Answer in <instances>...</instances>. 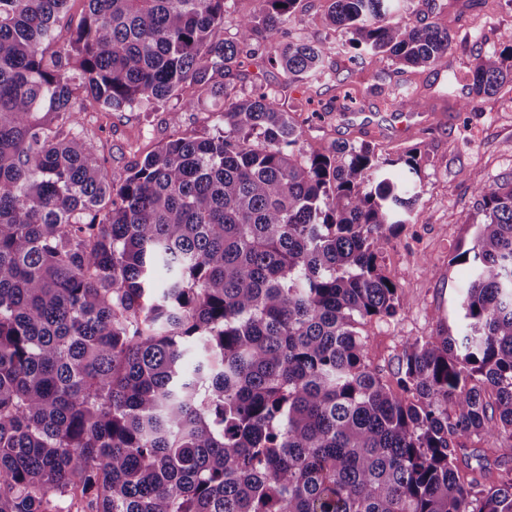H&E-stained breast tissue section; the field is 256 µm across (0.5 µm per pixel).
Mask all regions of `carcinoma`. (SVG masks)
I'll return each mask as SVG.
<instances>
[{
  "label": "carcinoma",
  "mask_w": 512,
  "mask_h": 512,
  "mask_svg": "<svg viewBox=\"0 0 512 512\" xmlns=\"http://www.w3.org/2000/svg\"><path fill=\"white\" fill-rule=\"evenodd\" d=\"M0 0V512H512V184L454 257L457 335L406 342L389 381L365 322L404 301L379 258L412 223L417 150H308L296 113L215 75L254 52L304 92L382 57L368 94L423 107L405 74L441 66L448 28L395 0H326L341 35L290 30L303 0ZM512 95V44L448 71ZM197 96L184 98L185 85ZM224 99V127L163 144L113 183L88 112ZM471 440L479 448L468 446ZM256 5L255 0H227L226 11L224 12V28L218 32V36L227 39L233 37L240 15L252 10Z\"/></svg>",
  "instance_id": "obj_1"
}]
</instances>
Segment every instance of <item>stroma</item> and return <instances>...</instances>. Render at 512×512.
Here are the masks:
<instances>
[{
  "instance_id": "stroma-1",
  "label": "stroma",
  "mask_w": 512,
  "mask_h": 512,
  "mask_svg": "<svg viewBox=\"0 0 512 512\" xmlns=\"http://www.w3.org/2000/svg\"><path fill=\"white\" fill-rule=\"evenodd\" d=\"M435 2L431 18L454 34V53L451 68L418 71L417 81L429 88L419 111H397L368 96L349 118L337 112L332 92L306 102L281 69L251 59L227 82L240 98L260 84L282 91L285 109L303 120L304 139L313 149L359 138L394 156L418 150L421 194L414 221L390 239L380 258L405 306L395 320L374 319L363 328L371 362L387 375L407 341L430 335L440 319L457 326L469 269L453 257L473 245L480 219L474 189L512 182V101L452 89L446 80L449 70H468L476 55L500 50L512 39V10L492 9L484 0ZM223 109V102L210 100L200 111L182 113L176 123L169 122L166 109L151 104L132 112H93L84 135L96 143L109 178L118 184L137 161L169 140L213 133Z\"/></svg>"
}]
</instances>
